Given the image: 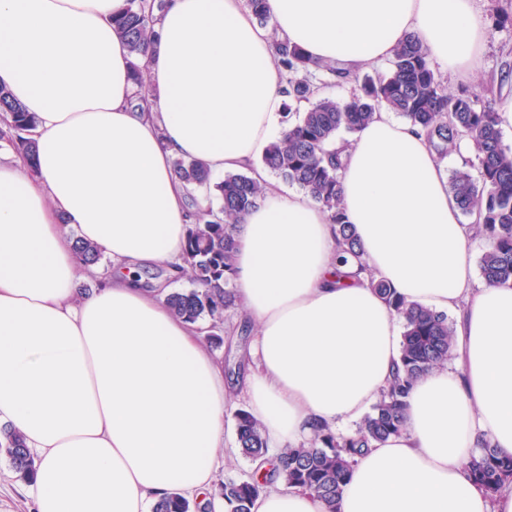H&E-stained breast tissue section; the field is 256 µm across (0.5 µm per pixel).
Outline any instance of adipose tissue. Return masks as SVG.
Segmentation results:
<instances>
[{
    "instance_id": "adipose-tissue-1",
    "label": "adipose tissue",
    "mask_w": 512,
    "mask_h": 512,
    "mask_svg": "<svg viewBox=\"0 0 512 512\" xmlns=\"http://www.w3.org/2000/svg\"><path fill=\"white\" fill-rule=\"evenodd\" d=\"M124 5L0 0V85L36 117L34 164L0 157V426L34 458L32 512H152L171 492L201 496L232 454L223 360L204 324L164 305L167 282L141 278L183 263L192 216L177 158L267 186L239 226L234 292L256 325L238 391L270 447L375 403L400 359L399 322L356 279L336 286L326 212L261 162L287 100L271 34L357 71L414 33L443 69L470 73L486 42L475 0H268L271 30L244 0H167L140 102L112 25ZM342 185L376 278L454 311L456 358L416 381L405 432L359 459L340 512H512V483L488 497L467 478L477 432L512 455V282L475 286L445 166L388 108L352 138ZM79 239L109 267H78ZM252 512L322 508L273 482Z\"/></svg>"
}]
</instances>
